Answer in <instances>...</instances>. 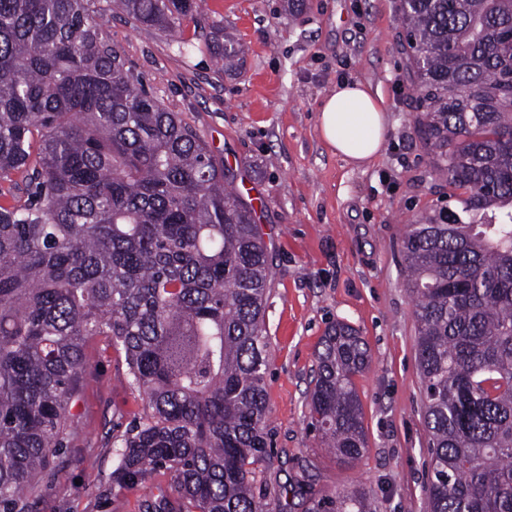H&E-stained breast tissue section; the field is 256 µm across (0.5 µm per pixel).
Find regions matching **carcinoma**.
<instances>
[{
    "label": "carcinoma",
    "instance_id": "carcinoma-1",
    "mask_svg": "<svg viewBox=\"0 0 512 512\" xmlns=\"http://www.w3.org/2000/svg\"><path fill=\"white\" fill-rule=\"evenodd\" d=\"M163 32L197 0H106ZM100 0H0V512H32L67 447L83 344L107 336L146 398L112 485L174 473L179 510L267 512L264 379L271 261L252 204L207 144L99 37ZM417 130L462 214L411 224L403 260L418 326L431 455L428 512H512V0H400ZM236 57L221 36L204 43ZM39 136L37 159L32 140ZM365 342L332 324L310 427L341 462L367 447L353 377ZM306 512H374L362 488ZM29 176L26 173H14L11 180L0 181V204L23 203L27 199Z\"/></svg>",
    "mask_w": 512,
    "mask_h": 512
}]
</instances>
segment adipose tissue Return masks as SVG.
Instances as JSON below:
<instances>
[{"instance_id":"obj_1","label":"adipose tissue","mask_w":512,"mask_h":512,"mask_svg":"<svg viewBox=\"0 0 512 512\" xmlns=\"http://www.w3.org/2000/svg\"><path fill=\"white\" fill-rule=\"evenodd\" d=\"M317 130L334 154L362 167L380 153L387 132L383 100L361 83L336 86L323 100Z\"/></svg>"}]
</instances>
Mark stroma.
Masks as SVG:
<instances>
[{"label": "stroma", "mask_w": 512, "mask_h": 512, "mask_svg": "<svg viewBox=\"0 0 512 512\" xmlns=\"http://www.w3.org/2000/svg\"><path fill=\"white\" fill-rule=\"evenodd\" d=\"M175 36L107 12L101 36L150 94L191 126L235 171L271 248L265 312L269 457L256 488L270 512H306L310 499L365 488L376 512H427L428 437L416 355L414 300L400 254L409 224L446 206L448 183L431 171L416 126L407 56L397 43L398 0H198ZM222 25L238 50L225 68L202 46ZM194 44L180 50L177 39ZM359 82L382 97L388 136L380 155L356 168L333 155L315 125L324 95ZM344 320L369 349L353 378L368 446L341 463L308 427L316 354L328 325ZM72 403L68 446L53 458L34 512H146L147 494L180 498L173 472L150 489L112 484L116 449L145 413L121 348L96 336ZM306 487H298L301 474Z\"/></svg>", "instance_id": "1"}]
</instances>
